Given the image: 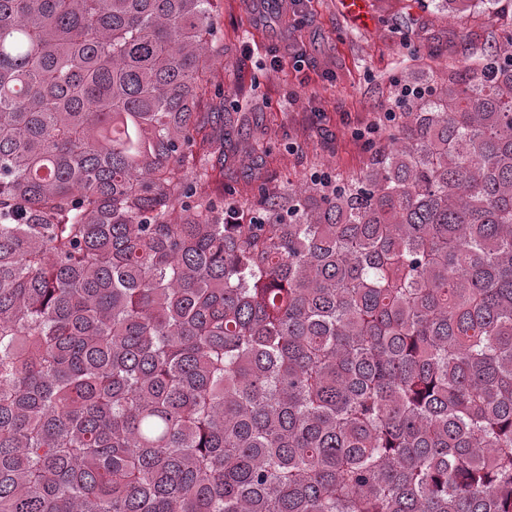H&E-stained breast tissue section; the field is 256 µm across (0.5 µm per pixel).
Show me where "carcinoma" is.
<instances>
[{
	"label": "carcinoma",
	"instance_id": "carcinoma-1",
	"mask_svg": "<svg viewBox=\"0 0 512 512\" xmlns=\"http://www.w3.org/2000/svg\"><path fill=\"white\" fill-rule=\"evenodd\" d=\"M209 2L0 0V512H512V0L244 217L185 177L262 137L197 139Z\"/></svg>",
	"mask_w": 512,
	"mask_h": 512
}]
</instances>
